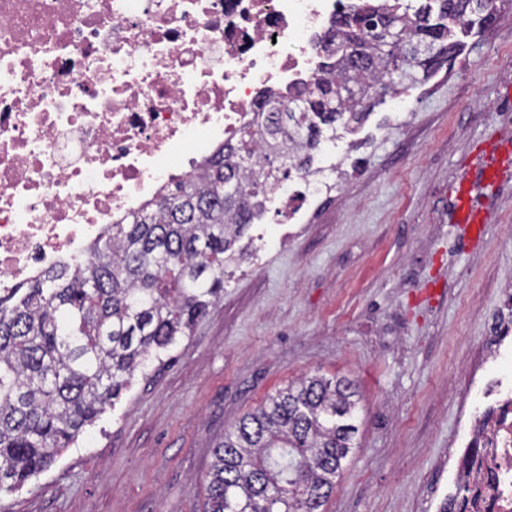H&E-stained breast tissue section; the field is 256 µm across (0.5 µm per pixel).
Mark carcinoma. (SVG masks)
<instances>
[{"label": "carcinoma", "instance_id": "1", "mask_svg": "<svg viewBox=\"0 0 512 512\" xmlns=\"http://www.w3.org/2000/svg\"><path fill=\"white\" fill-rule=\"evenodd\" d=\"M495 0H402L340 15L320 76L271 94L154 204L112 225L74 268L0 297V490L50 466L136 372L190 335L220 299L272 188L336 142L419 69L452 57L451 25L485 24ZM357 391L308 377L241 417L213 451L205 512H320L353 451Z\"/></svg>", "mask_w": 512, "mask_h": 512}]
</instances>
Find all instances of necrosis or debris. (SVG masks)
Wrapping results in <instances>:
<instances>
[{"mask_svg": "<svg viewBox=\"0 0 512 512\" xmlns=\"http://www.w3.org/2000/svg\"><path fill=\"white\" fill-rule=\"evenodd\" d=\"M363 0H0V293L73 265L105 229L190 174L267 90L318 74L334 20ZM291 171L298 224L343 183ZM457 512H512V373L472 407Z\"/></svg>", "mask_w": 512, "mask_h": 512, "instance_id": "1", "label": "necrosis or debris"}]
</instances>
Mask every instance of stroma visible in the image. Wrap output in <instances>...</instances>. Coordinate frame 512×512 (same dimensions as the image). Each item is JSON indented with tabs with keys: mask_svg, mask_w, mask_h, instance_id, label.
Returning a JSON list of instances; mask_svg holds the SVG:
<instances>
[{
	"mask_svg": "<svg viewBox=\"0 0 512 512\" xmlns=\"http://www.w3.org/2000/svg\"><path fill=\"white\" fill-rule=\"evenodd\" d=\"M461 59L369 135L364 166L287 244L256 262L191 336L150 362L0 512H204L215 446L303 376L351 380L350 454L323 512H439L457 491L448 452L467 412L489 320L512 302V173L473 191L486 219L450 221L483 147L512 155V0L473 25Z\"/></svg>",
	"mask_w": 512,
	"mask_h": 512,
	"instance_id": "stroma-1",
	"label": "stroma"
}]
</instances>
